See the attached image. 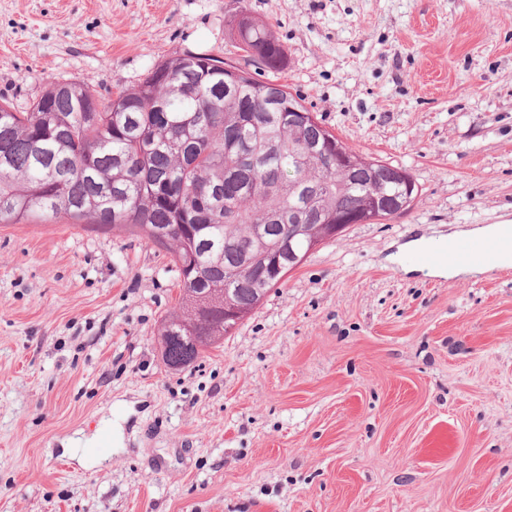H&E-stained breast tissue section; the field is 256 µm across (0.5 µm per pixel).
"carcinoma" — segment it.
<instances>
[{
  "mask_svg": "<svg viewBox=\"0 0 512 512\" xmlns=\"http://www.w3.org/2000/svg\"><path fill=\"white\" fill-rule=\"evenodd\" d=\"M235 31L246 56L283 68L286 50L264 24L243 14ZM217 63L184 52L103 100L47 77L30 111L0 103V223L66 217L165 248L180 282L178 307L158 329L168 367L231 334L224 307L254 313L306 259L319 226L362 209L374 224L388 220L414 182L350 151L320 121L288 120L300 98L286 86L252 75L228 84ZM338 148L358 167L329 163Z\"/></svg>",
  "mask_w": 512,
  "mask_h": 512,
  "instance_id": "carcinoma-1",
  "label": "carcinoma"
}]
</instances>
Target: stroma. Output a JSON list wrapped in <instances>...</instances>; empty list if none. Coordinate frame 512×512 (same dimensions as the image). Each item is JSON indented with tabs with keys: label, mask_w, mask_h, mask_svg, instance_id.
I'll return each instance as SVG.
<instances>
[{
	"label": "stroma",
	"mask_w": 512,
	"mask_h": 512,
	"mask_svg": "<svg viewBox=\"0 0 512 512\" xmlns=\"http://www.w3.org/2000/svg\"><path fill=\"white\" fill-rule=\"evenodd\" d=\"M244 13L284 45L279 83L418 196L176 372L166 250L0 224V512H512V267L407 260L512 221V0H0V100L28 110L48 75L109 97L186 51L242 63Z\"/></svg>",
	"instance_id": "stroma-1"
}]
</instances>
